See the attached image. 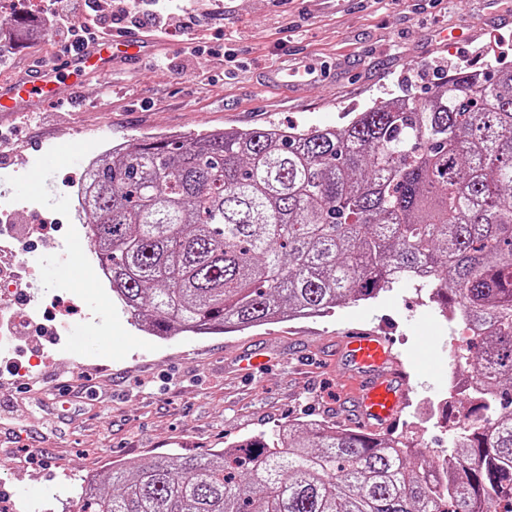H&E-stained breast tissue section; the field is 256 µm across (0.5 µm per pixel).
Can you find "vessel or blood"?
<instances>
[{
	"label": "vessel or blood",
	"mask_w": 512,
	"mask_h": 512,
	"mask_svg": "<svg viewBox=\"0 0 512 512\" xmlns=\"http://www.w3.org/2000/svg\"><path fill=\"white\" fill-rule=\"evenodd\" d=\"M144 41L137 29L104 34L69 55L67 67L107 76L118 61L131 59ZM55 84L52 68L38 63L26 77L0 85V122L37 111L53 96ZM345 353L352 363L348 387L361 418L376 424L392 420L404 400V384L392 368L389 345L381 337L364 333L347 337Z\"/></svg>",
	"instance_id": "vessel-or-blood-1"
}]
</instances>
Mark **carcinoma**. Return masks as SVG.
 <instances>
[{"label": "carcinoma", "instance_id": "obj_1", "mask_svg": "<svg viewBox=\"0 0 512 512\" xmlns=\"http://www.w3.org/2000/svg\"><path fill=\"white\" fill-rule=\"evenodd\" d=\"M337 127L266 126L112 148L87 186L116 303L160 339L239 332L429 289L471 326L482 389L450 448L278 426L207 457L83 481L79 512H512V65Z\"/></svg>", "mask_w": 512, "mask_h": 512}]
</instances>
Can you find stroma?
<instances>
[{
  "label": "stroma",
  "instance_id": "1",
  "mask_svg": "<svg viewBox=\"0 0 512 512\" xmlns=\"http://www.w3.org/2000/svg\"><path fill=\"white\" fill-rule=\"evenodd\" d=\"M144 60L105 78H58L57 98L0 145V223L29 276L12 293L30 334L0 350V512H63L86 476L115 462L196 456L294 420L355 426L340 383L345 336L389 337L408 377L392 431L444 448L424 415L448 382L453 332L425 292L400 283L376 300L249 331L159 339L135 327L96 278L78 231L38 223L68 204L82 164L48 168L43 152L73 138L89 155L133 138L184 140L211 130L343 125L348 113L402 93L430 94L461 71L512 64V0H224L204 28L147 43ZM42 174L44 191L26 192ZM84 266L67 270L70 250ZM262 369L245 372L242 359Z\"/></svg>",
  "mask_w": 512,
  "mask_h": 512
}]
</instances>
